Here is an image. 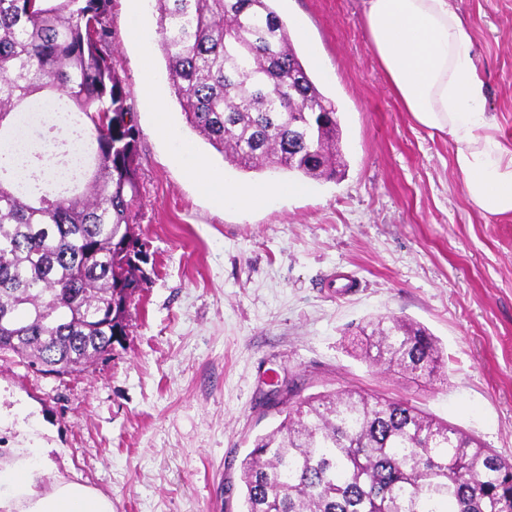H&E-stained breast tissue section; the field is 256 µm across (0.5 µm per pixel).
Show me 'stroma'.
<instances>
[{"instance_id": "1", "label": "stroma", "mask_w": 512, "mask_h": 512, "mask_svg": "<svg viewBox=\"0 0 512 512\" xmlns=\"http://www.w3.org/2000/svg\"><path fill=\"white\" fill-rule=\"evenodd\" d=\"M471 25L485 110L512 139V0H454ZM112 0V57L139 129L146 283L127 334L84 373L47 375L0 353V466L50 451L44 481L85 483L113 512H242L241 462L280 417L271 377L304 398L358 389L411 402L512 461V217L467 203L446 134L416 125L371 51L362 0H276L341 126L333 179L244 172L191 128L168 80L153 8ZM150 58L170 120L234 184L305 191L248 211L189 179L138 100ZM345 275L352 291L334 287ZM395 315L439 340L440 379L417 385L356 355L364 320Z\"/></svg>"}]
</instances>
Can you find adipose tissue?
I'll list each match as a JSON object with an SVG mask.
<instances>
[{
    "label": "adipose tissue",
    "instance_id": "ef3b65f1",
    "mask_svg": "<svg viewBox=\"0 0 512 512\" xmlns=\"http://www.w3.org/2000/svg\"><path fill=\"white\" fill-rule=\"evenodd\" d=\"M369 44L394 95L413 121L447 134L452 161L470 206L482 217L512 214V143L501 140L485 110L475 40L453 0H363ZM140 94L175 159L207 193L242 208L263 204L268 191L226 182L180 140L165 117L149 64L141 66ZM44 448L17 452L0 468V512H112V500L82 483L43 481Z\"/></svg>",
    "mask_w": 512,
    "mask_h": 512
}]
</instances>
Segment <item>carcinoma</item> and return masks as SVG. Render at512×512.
Masks as SVG:
<instances>
[{
    "label": "carcinoma",
    "mask_w": 512,
    "mask_h": 512,
    "mask_svg": "<svg viewBox=\"0 0 512 512\" xmlns=\"http://www.w3.org/2000/svg\"><path fill=\"white\" fill-rule=\"evenodd\" d=\"M112 0H0V143L32 102L67 99L94 146L67 194L0 173V352L82 373L126 334L145 280L133 228L138 130L108 54ZM187 123L245 171L312 179L342 166L336 107L311 79L274 0H154ZM112 307V317L103 309ZM360 357L431 380L423 326L381 316ZM279 424L241 462L243 512H512V461L407 401L355 389L279 400Z\"/></svg>",
    "instance_id": "obj_1"
}]
</instances>
